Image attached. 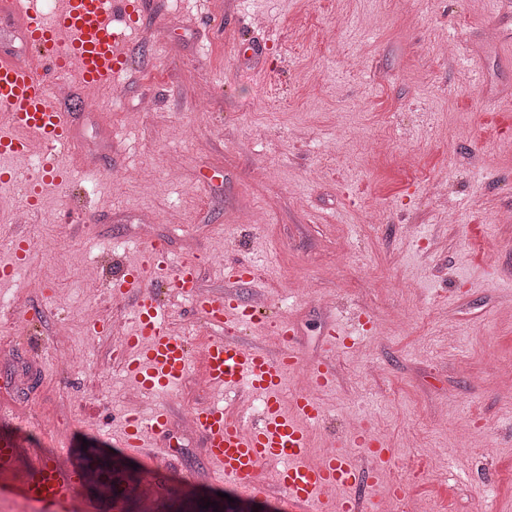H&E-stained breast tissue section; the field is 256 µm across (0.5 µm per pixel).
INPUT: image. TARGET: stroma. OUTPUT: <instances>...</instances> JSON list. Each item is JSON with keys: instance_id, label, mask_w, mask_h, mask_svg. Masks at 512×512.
<instances>
[{"instance_id": "35a3bbf8", "label": "stroma", "mask_w": 512, "mask_h": 512, "mask_svg": "<svg viewBox=\"0 0 512 512\" xmlns=\"http://www.w3.org/2000/svg\"><path fill=\"white\" fill-rule=\"evenodd\" d=\"M127 42L137 68L104 90L103 111L70 103L62 163L101 179L81 188L82 213L50 188L44 221L18 228L22 197L0 184L1 234L65 242L0 282V436L83 469L120 456L166 501L150 456L121 445L130 385L114 336L84 330L89 308L111 319V279L152 242L170 262L195 258L211 293L223 261L249 262L241 303L265 297L303 363L334 366L309 461L353 414L392 454L353 489L383 512L417 498L427 512H512V393L499 390L512 369V0H137ZM25 319L27 334L10 333ZM336 326L351 347L329 349ZM219 398L195 365L139 406L167 415L150 455L170 485L239 502L202 479L203 439L176 427Z\"/></svg>"}]
</instances>
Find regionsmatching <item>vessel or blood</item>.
Returning a JSON list of instances; mask_svg holds the SVG:
<instances>
[{
    "instance_id": "1",
    "label": "vessel or blood",
    "mask_w": 512,
    "mask_h": 512,
    "mask_svg": "<svg viewBox=\"0 0 512 512\" xmlns=\"http://www.w3.org/2000/svg\"><path fill=\"white\" fill-rule=\"evenodd\" d=\"M136 7L135 0H61L55 11L46 13L34 0H0V24L21 30L32 50L27 61L0 50V182L12 174L4 160L40 151L41 178L26 190L29 210L39 211L43 184L61 187L69 182L59 154L72 148L75 133L52 88L64 75L75 77L78 85L103 88L133 70L134 56L123 43ZM31 246L26 236L10 238L12 257L0 265L1 281L17 273ZM251 276L250 265L234 264L223 294L206 293L199 287L195 259L170 264L158 246L145 247L141 264L113 280L110 289L119 308L132 311V325L118 353L128 380L142 395L167 394L197 362L217 390L260 397L258 414L251 418L220 403L190 407L214 482L228 481L240 492L254 494L273 481L290 512H377V499L359 501L345 490L355 484L359 470L375 475L388 468L389 449L364 433L355 438L354 450H346L341 439L337 450L319 463L307 460L312 427L324 415L312 390L334 381L332 366L323 363L309 370L308 388L286 397L282 391L288 373L301 366L288 322L276 330V354L223 334L225 323L255 324L263 319L261 301L245 306L237 298L238 287ZM179 299L192 303L210 330L199 353H192L188 336L172 326L171 305ZM167 430L163 410L147 417L129 414L122 445L138 452L162 439ZM0 474L10 476L12 484L0 497L19 500L25 512H71L81 489L76 472L38 453H23L20 443L8 436L0 438ZM334 489L342 490V497L330 499Z\"/></svg>"
}]
</instances>
